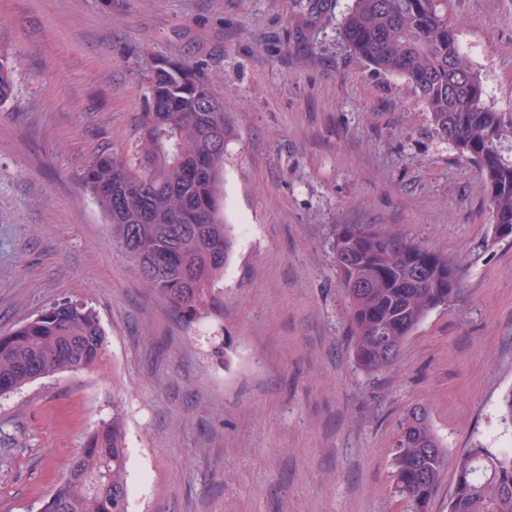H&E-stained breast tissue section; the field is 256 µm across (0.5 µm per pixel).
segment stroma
<instances>
[{
    "label": "stroma",
    "mask_w": 512,
    "mask_h": 512,
    "mask_svg": "<svg viewBox=\"0 0 512 512\" xmlns=\"http://www.w3.org/2000/svg\"><path fill=\"white\" fill-rule=\"evenodd\" d=\"M351 0H0V332L68 298L103 358L0 395V512H41L120 408L128 512H406L390 449L422 404L450 454L512 449V240L406 81L340 34ZM490 103L512 109V0H448ZM207 75L229 124L221 315L188 323L112 246L78 172L133 149L149 68ZM374 224L448 255L463 291L398 360L355 366L331 227Z\"/></svg>",
    "instance_id": "obj_1"
}]
</instances>
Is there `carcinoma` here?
<instances>
[{
	"label": "carcinoma",
	"instance_id": "carcinoma-1",
	"mask_svg": "<svg viewBox=\"0 0 512 512\" xmlns=\"http://www.w3.org/2000/svg\"><path fill=\"white\" fill-rule=\"evenodd\" d=\"M343 39L375 71L408 81L435 130L472 161L489 190V235L512 228V112L487 102L482 77L448 22V0H353ZM13 67L0 61V103L13 93ZM146 112L133 155L104 151L79 179L105 214L112 244L188 323L222 312L232 225L224 223V101L191 67L151 65ZM336 274L351 319L359 371L391 366L435 308L461 292L460 268L402 235L369 224H335ZM105 332L96 312L70 300L0 335V395L38 378L97 363ZM392 489L408 512H427L444 472L455 483L448 512H512V451L475 443L451 456L423 406L402 418L391 449ZM123 414L89 432L42 512H127Z\"/></svg>",
	"mask_w": 512,
	"mask_h": 512
}]
</instances>
